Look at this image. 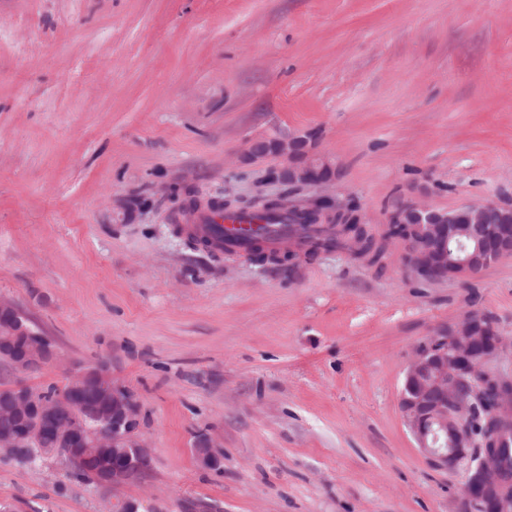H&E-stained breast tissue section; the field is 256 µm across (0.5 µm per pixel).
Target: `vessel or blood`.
Here are the masks:
<instances>
[{"instance_id":"b4317fda","label":"vessel or blood","mask_w":512,"mask_h":512,"mask_svg":"<svg viewBox=\"0 0 512 512\" xmlns=\"http://www.w3.org/2000/svg\"><path fill=\"white\" fill-rule=\"evenodd\" d=\"M180 231L204 240L214 255L239 258L250 256L251 242L255 238H263L265 249L270 251L288 238L287 224L255 211L232 217L207 212L199 215L196 223L182 225Z\"/></svg>"}]
</instances>
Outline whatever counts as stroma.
Masks as SVG:
<instances>
[{
  "mask_svg": "<svg viewBox=\"0 0 512 512\" xmlns=\"http://www.w3.org/2000/svg\"><path fill=\"white\" fill-rule=\"evenodd\" d=\"M319 134L320 188L271 181L248 140ZM285 195L356 205L512 203V0H0V297L64 386L109 361L149 466L103 496L51 460L0 458L7 512H466L401 399L416 349L477 311L512 375V257L410 274L402 249L259 263L189 248V204ZM218 447L215 462L195 453Z\"/></svg>",
  "mask_w": 512,
  "mask_h": 512,
  "instance_id": "1",
  "label": "stroma"
}]
</instances>
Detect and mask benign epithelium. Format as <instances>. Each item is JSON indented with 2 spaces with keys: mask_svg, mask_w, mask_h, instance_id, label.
<instances>
[{
  "mask_svg": "<svg viewBox=\"0 0 512 512\" xmlns=\"http://www.w3.org/2000/svg\"><path fill=\"white\" fill-rule=\"evenodd\" d=\"M318 137L271 136L248 141L241 161H277L274 178L290 186L314 188L336 180L335 161L318 149ZM268 202L288 211L305 212L321 224H355L353 208L315 200L306 206L285 196ZM386 238L406 249L407 267L431 280H469L498 261L512 257V204L495 200L469 203L450 211L410 202L386 217ZM502 336L478 312L435 331L411 358L402 409L418 447L438 468L465 465L463 496L467 512H512V480L500 471L495 436L470 424L473 409L491 391L498 397L492 416L512 422V377L490 368L502 349ZM57 359L54 346L30 327L29 319L9 300L0 298V361L29 374ZM98 378V404L83 399L88 377ZM0 414L15 426L0 431V455L14 461L30 458L41 438L55 439L50 452L72 465L86 448L112 449V463L94 483L115 492L130 481L133 468L149 463L151 452L136 435L139 405L134 393L112 377L111 365L74 362L65 387L56 396L24 383L0 400ZM98 419L94 429L85 420Z\"/></svg>",
  "mask_w": 512,
  "mask_h": 512,
  "instance_id": "7a95c632",
  "label": "benign epithelium"
}]
</instances>
